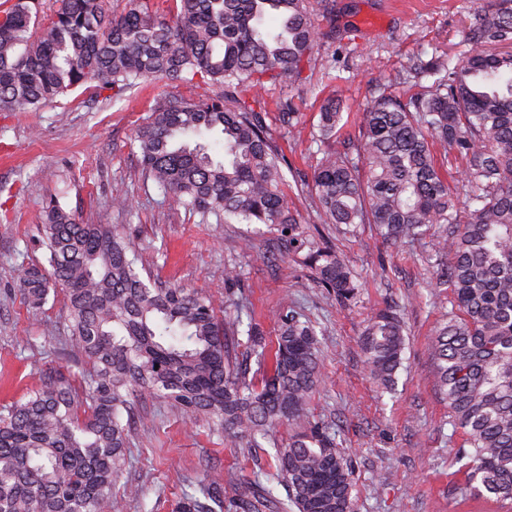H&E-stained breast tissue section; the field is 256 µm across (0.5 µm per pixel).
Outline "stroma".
<instances>
[{"label": "stroma", "instance_id": "obj_1", "mask_svg": "<svg viewBox=\"0 0 512 512\" xmlns=\"http://www.w3.org/2000/svg\"><path fill=\"white\" fill-rule=\"evenodd\" d=\"M475 0H335L330 18L299 82L269 86L265 122L291 169L288 201L299 213L301 238L324 232L361 283L354 301L328 297L310 269L277 252L279 229L262 224H204L198 214L163 204L144 181L133 143L165 82H140L109 102L78 88L38 112L0 113V412L34 390L42 373L77 371L85 358L71 341L63 299L40 309L24 303L19 265L45 261L37 229L50 197L86 221L125 197L128 216H113L142 249L154 275L225 305L243 299L267 338L277 316L295 309L316 327L323 382L311 398L310 417L339 432L342 454L353 470L355 512H512L480 497H461L466 468L456 452L463 436L448 422V405L435 383L430 344L450 305L449 288L437 275L448 263L437 256L439 228L422 239L388 245L374 225L343 235L324 223L310 187L295 175H312L326 146L312 137L322 103L336 99L353 134L376 89H419L409 76L411 59H458ZM292 102L304 123L283 127L278 115ZM240 274L224 283L225 268ZM394 307L405 314L408 344L394 390L370 375L359 338L373 313ZM132 464L120 479L135 487L120 512H175L188 485L223 486L224 512L256 471L271 461L260 448L224 442L223 429L196 424L179 410L143 397L132 423Z\"/></svg>", "mask_w": 512, "mask_h": 512}]
</instances>
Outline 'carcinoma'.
<instances>
[{"label": "carcinoma", "instance_id": "1", "mask_svg": "<svg viewBox=\"0 0 512 512\" xmlns=\"http://www.w3.org/2000/svg\"><path fill=\"white\" fill-rule=\"evenodd\" d=\"M166 19L129 0H4L0 4V112H38L86 84L118 100L140 80H196L216 91L198 100L159 98L136 131L142 175L169 206L203 221L289 231L288 253L338 302L354 299L350 267L322 241L299 238V214L283 190V154L262 115L266 84L301 79L332 0H173ZM465 41L446 60H412L431 77L406 95L375 92L358 135L324 153L312 190L326 223L351 232L373 224L387 241L443 226L438 252L451 309L431 346L451 424L465 436L461 494L512 502V0H477ZM343 115L329 99L318 141ZM465 160L448 181L449 157ZM48 266L25 264L17 281L39 309L64 294L69 332L91 368L45 374L0 413V512H116L117 483L131 462L129 418L146 392L195 422L224 428L234 445L262 447L272 431L301 422L320 384L311 323L280 315L274 345L246 306L224 317L207 297L161 282L120 224H82L56 199L39 229ZM246 334L239 354L229 337ZM405 325L393 310L369 320L361 347L373 379L390 387L402 365ZM263 361L248 379L247 361ZM275 470L254 473L236 512H272L282 487L298 512H353L351 473L335 432L306 423L273 445ZM177 512H224V489L201 481Z\"/></svg>", "mask_w": 512, "mask_h": 512}]
</instances>
